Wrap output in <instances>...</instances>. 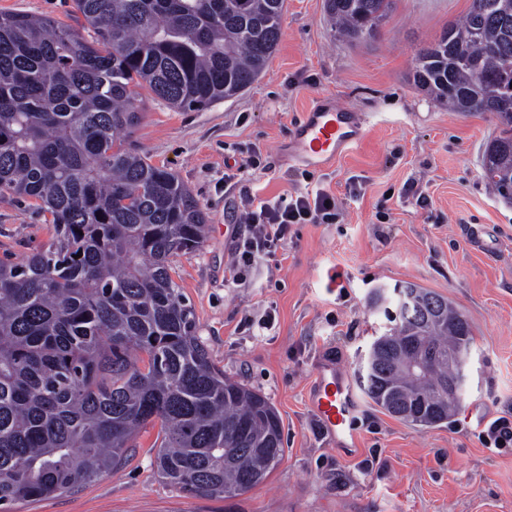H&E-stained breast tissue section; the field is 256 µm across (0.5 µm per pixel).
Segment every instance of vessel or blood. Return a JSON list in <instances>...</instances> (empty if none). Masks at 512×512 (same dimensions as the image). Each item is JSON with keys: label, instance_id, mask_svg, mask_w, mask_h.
<instances>
[{"label": "vessel or blood", "instance_id": "obj_1", "mask_svg": "<svg viewBox=\"0 0 512 512\" xmlns=\"http://www.w3.org/2000/svg\"><path fill=\"white\" fill-rule=\"evenodd\" d=\"M366 123L362 113L323 99L295 126L291 156L301 164L328 166L361 141ZM307 403L337 448L355 450L357 436L353 425L360 402L347 374L333 366L319 367Z\"/></svg>", "mask_w": 512, "mask_h": 512}]
</instances>
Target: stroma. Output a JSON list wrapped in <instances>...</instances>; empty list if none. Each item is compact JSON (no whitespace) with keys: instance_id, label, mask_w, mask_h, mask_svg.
I'll return each mask as SVG.
<instances>
[{"instance_id":"stroma-1","label":"stroma","mask_w":512,"mask_h":512,"mask_svg":"<svg viewBox=\"0 0 512 512\" xmlns=\"http://www.w3.org/2000/svg\"><path fill=\"white\" fill-rule=\"evenodd\" d=\"M470 4L396 0L355 46L337 37L325 0H286L278 49L241 94L183 111L140 89L131 147L176 173L207 216L202 248L172 258L173 278L210 359L278 411L285 455L236 498L194 496L158 478L150 424L122 467L17 512H512V446L486 436L493 421L512 423V204L488 191L480 165L495 120L451 111L410 78L419 51ZM324 96L368 123L355 148L315 169L292 160L290 135ZM319 189L335 197L337 223L291 226L275 255L231 280L246 198ZM51 238L35 201L0 192V256L24 259ZM404 283L448 296L468 318L471 392L434 427L360 395V445L343 453L307 406L315 369L355 373L387 325L371 293Z\"/></svg>"}]
</instances>
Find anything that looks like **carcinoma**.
Here are the masks:
<instances>
[{
  "label": "carcinoma",
  "instance_id": "1",
  "mask_svg": "<svg viewBox=\"0 0 512 512\" xmlns=\"http://www.w3.org/2000/svg\"><path fill=\"white\" fill-rule=\"evenodd\" d=\"M284 4L74 0L89 39L49 16L0 12V191L37 201L53 230L46 250L0 259V512L122 465L155 421L159 476L192 494L239 496L283 460L277 410L211 362L171 275V257L203 246L206 214L123 138L139 122L137 87L179 109L249 88L279 46ZM395 4L326 0V11L359 44ZM411 76L454 112L494 115L482 177L511 202L512 0H472ZM409 289L412 313L384 308L394 340L374 338L361 383L389 415L434 427L456 411L448 350L473 333L448 297ZM418 336L436 355L427 378L400 370Z\"/></svg>",
  "mask_w": 512,
  "mask_h": 512
}]
</instances>
